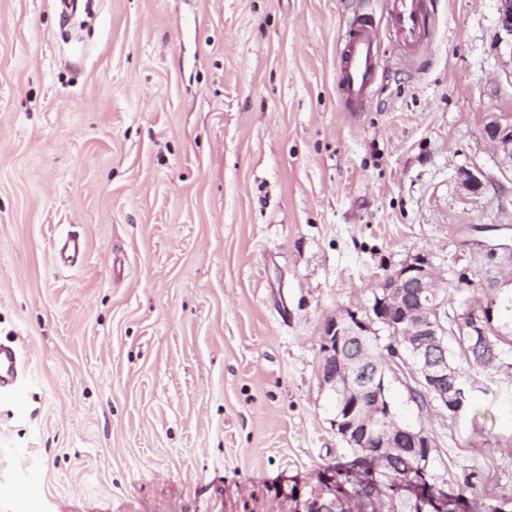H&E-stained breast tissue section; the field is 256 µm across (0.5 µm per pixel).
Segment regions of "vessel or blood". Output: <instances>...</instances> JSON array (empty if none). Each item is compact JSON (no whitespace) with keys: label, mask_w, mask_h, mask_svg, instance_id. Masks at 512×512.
Here are the masks:
<instances>
[{"label":"vessel or blood","mask_w":512,"mask_h":512,"mask_svg":"<svg viewBox=\"0 0 512 512\" xmlns=\"http://www.w3.org/2000/svg\"><path fill=\"white\" fill-rule=\"evenodd\" d=\"M387 22L403 50L418 55L427 40L425 0H387ZM380 69L378 28L370 14L357 16L348 29L339 53V101L345 111L365 108ZM19 356L0 345V389H12L18 380Z\"/></svg>","instance_id":"obj_1"}]
</instances>
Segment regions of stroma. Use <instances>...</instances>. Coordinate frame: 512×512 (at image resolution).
<instances>
[{"label":"stroma","mask_w":512,"mask_h":512,"mask_svg":"<svg viewBox=\"0 0 512 512\" xmlns=\"http://www.w3.org/2000/svg\"><path fill=\"white\" fill-rule=\"evenodd\" d=\"M383 0H0V512H296L345 456L322 380L329 319L369 314L428 255L441 318L492 309V364L456 339L467 403L414 395L436 485L512 512V123L495 0H431L422 60L380 29L364 111L337 51ZM470 170L484 182L461 184ZM85 242L65 261L69 234ZM484 133L496 148L502 172L512 174V123H502L499 119H492L486 124ZM19 356L15 349L0 345V389H12L18 380Z\"/></svg>","instance_id":"1"}]
</instances>
